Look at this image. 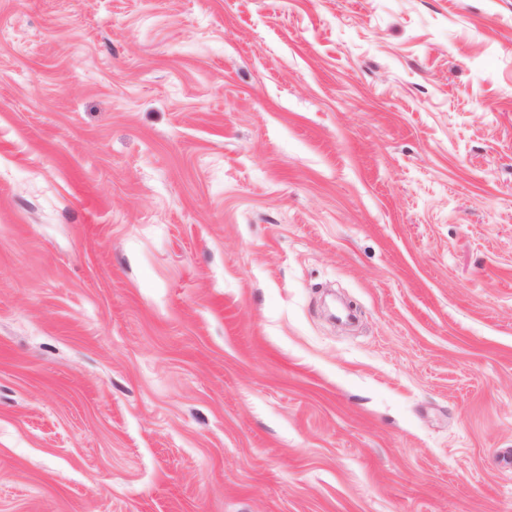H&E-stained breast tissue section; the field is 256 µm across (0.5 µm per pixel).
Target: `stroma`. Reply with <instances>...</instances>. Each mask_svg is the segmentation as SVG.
Listing matches in <instances>:
<instances>
[{
  "label": "stroma",
  "mask_w": 512,
  "mask_h": 512,
  "mask_svg": "<svg viewBox=\"0 0 512 512\" xmlns=\"http://www.w3.org/2000/svg\"><path fill=\"white\" fill-rule=\"evenodd\" d=\"M0 512H512V0H0Z\"/></svg>",
  "instance_id": "obj_1"
}]
</instances>
